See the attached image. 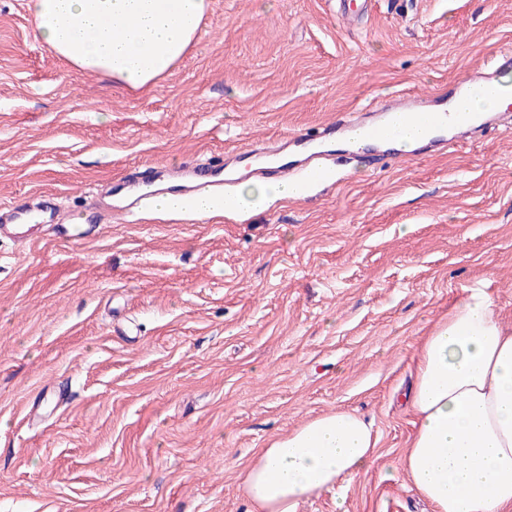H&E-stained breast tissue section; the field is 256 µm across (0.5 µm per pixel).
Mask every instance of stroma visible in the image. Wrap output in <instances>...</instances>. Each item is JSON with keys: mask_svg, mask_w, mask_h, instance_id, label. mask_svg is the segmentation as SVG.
Segmentation results:
<instances>
[{"mask_svg": "<svg viewBox=\"0 0 512 512\" xmlns=\"http://www.w3.org/2000/svg\"><path fill=\"white\" fill-rule=\"evenodd\" d=\"M512 48V0H211L193 49L131 91L68 68L0 0V204L66 220L177 164L429 91ZM512 327V130L243 214L143 213L0 243V512H246L258 449L336 408L376 462L304 512H432L399 461L420 344L464 289ZM332 2L335 3L338 14L350 23L357 21L363 12L372 9L375 0H333Z\"/></svg>", "mask_w": 512, "mask_h": 512, "instance_id": "35a3bbf8", "label": "stroma"}]
</instances>
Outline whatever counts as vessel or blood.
<instances>
[{"label":"vessel or blood","mask_w":512,"mask_h":512,"mask_svg":"<svg viewBox=\"0 0 512 512\" xmlns=\"http://www.w3.org/2000/svg\"><path fill=\"white\" fill-rule=\"evenodd\" d=\"M375 0H334L338 14L348 22L374 6ZM512 51L499 53L490 69L425 95L406 90L396 97L367 106L362 112H344L336 120L299 130L269 144L241 150L225 158L190 159L171 171H159L145 162L125 174L106 192V199L89 206L84 223L69 224L56 210L33 200L0 208V239L21 247L31 246L37 228H50L63 240H80L96 225L113 215L135 217L148 210L157 192L189 199L210 195L236 211L240 202L233 193V170L245 165L250 177L278 184L297 183L300 196L330 183L339 184L351 174L356 159L370 157L383 164H402L426 159L437 152L467 147L474 134L501 126L504 114L466 112L460 101L476 92L493 99L512 96Z\"/></svg>","instance_id":"obj_1"}]
</instances>
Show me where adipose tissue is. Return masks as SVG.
Segmentation results:
<instances>
[{
    "label": "adipose tissue",
    "mask_w": 512,
    "mask_h": 512,
    "mask_svg": "<svg viewBox=\"0 0 512 512\" xmlns=\"http://www.w3.org/2000/svg\"><path fill=\"white\" fill-rule=\"evenodd\" d=\"M37 37L78 70L138 90L197 39L209 0H27ZM414 432L401 466L433 512H512V329L485 289H467L427 336L406 399ZM377 436L345 410L259 449L242 481L248 512H299L368 471Z\"/></svg>",
    "instance_id": "adipose-tissue-1"
}]
</instances>
